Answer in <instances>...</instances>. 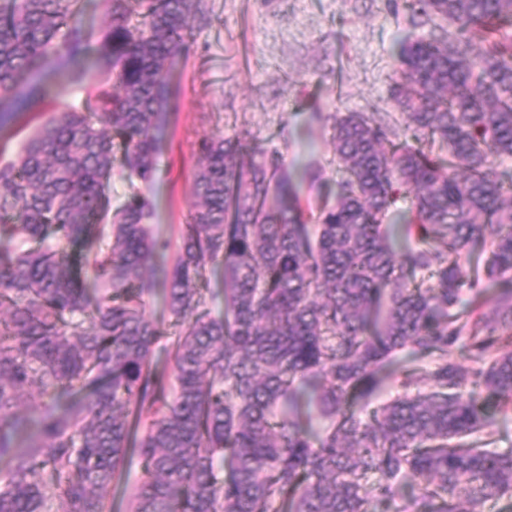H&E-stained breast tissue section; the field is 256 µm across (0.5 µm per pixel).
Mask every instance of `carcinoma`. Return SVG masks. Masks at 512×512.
Instances as JSON below:
<instances>
[{
    "mask_svg": "<svg viewBox=\"0 0 512 512\" xmlns=\"http://www.w3.org/2000/svg\"><path fill=\"white\" fill-rule=\"evenodd\" d=\"M105 2L100 107L63 105L0 164V512H106L133 454L131 512H378L404 485L426 512H512L491 430L512 408V0H404L431 28L398 54L401 122L336 113V194L313 224L277 160L205 139L168 329L142 277L168 243L136 183L157 170L200 0ZM82 11L0 0V126L37 74L88 51ZM400 199L405 249L385 224ZM482 279L491 316L460 306Z\"/></svg>",
    "mask_w": 512,
    "mask_h": 512,
    "instance_id": "cac0c4a2",
    "label": "carcinoma"
}]
</instances>
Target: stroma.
<instances>
[{
    "label": "stroma",
    "instance_id": "1",
    "mask_svg": "<svg viewBox=\"0 0 512 512\" xmlns=\"http://www.w3.org/2000/svg\"><path fill=\"white\" fill-rule=\"evenodd\" d=\"M194 48L173 70L158 171L146 193L154 236L178 243L202 141L221 134L261 146L289 172L314 166L304 188L333 186L338 112H390L399 43L414 27L396 0H202ZM94 59L45 71L30 111L0 127V159L16 157L59 102L84 105L102 84Z\"/></svg>",
    "mask_w": 512,
    "mask_h": 512
}]
</instances>
